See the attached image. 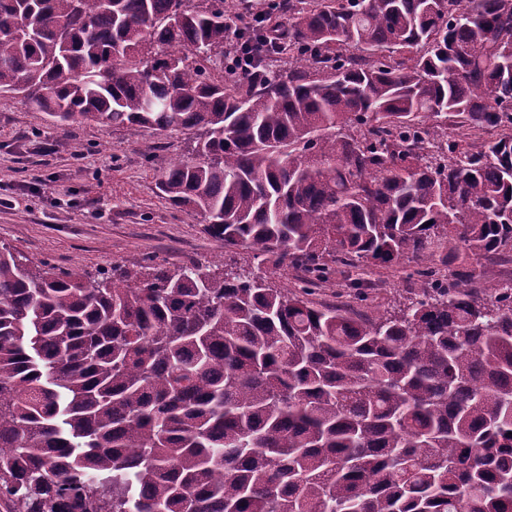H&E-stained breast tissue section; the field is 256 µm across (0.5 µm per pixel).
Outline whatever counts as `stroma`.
I'll return each instance as SVG.
<instances>
[{"label":"stroma","mask_w":512,"mask_h":512,"mask_svg":"<svg viewBox=\"0 0 512 512\" xmlns=\"http://www.w3.org/2000/svg\"><path fill=\"white\" fill-rule=\"evenodd\" d=\"M190 157L178 131L145 128L132 137L95 122L57 126L22 98H0V244L69 270L220 261L264 273L275 288L296 286L297 277L274 272L253 249H225L200 214L161 194L166 163ZM413 268L365 267L362 278L377 285L367 308L406 303Z\"/></svg>","instance_id":"35a3bbf8"}]
</instances>
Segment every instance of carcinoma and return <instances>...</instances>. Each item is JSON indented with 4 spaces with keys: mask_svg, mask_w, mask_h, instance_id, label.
I'll return each mask as SVG.
<instances>
[{
    "mask_svg": "<svg viewBox=\"0 0 512 512\" xmlns=\"http://www.w3.org/2000/svg\"><path fill=\"white\" fill-rule=\"evenodd\" d=\"M230 35L224 0H0V97L189 135L164 197L304 273L1 245L0 512H512V283L310 299L444 243L512 253V0H276L245 75L210 65Z\"/></svg>",
    "mask_w": 512,
    "mask_h": 512,
    "instance_id": "1",
    "label": "carcinoma"
}]
</instances>
